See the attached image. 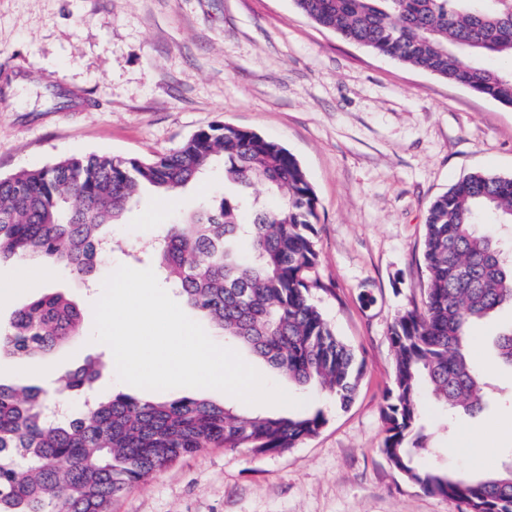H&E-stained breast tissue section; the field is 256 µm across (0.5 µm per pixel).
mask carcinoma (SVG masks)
<instances>
[{
	"label": "carcinoma",
	"instance_id": "obj_1",
	"mask_svg": "<svg viewBox=\"0 0 512 512\" xmlns=\"http://www.w3.org/2000/svg\"><path fill=\"white\" fill-rule=\"evenodd\" d=\"M317 25L375 53L422 68L512 107V0H294ZM224 179L245 193L202 204L189 224H170L153 246L160 268L186 305L224 339L264 360L284 379L317 388L342 407L362 366L311 299L325 288L312 272L317 202L297 159L281 144L215 124L149 160L100 155L60 159L0 177V261L32 254L51 269L88 277L105 254L103 227L118 222L142 187L168 192L200 177L217 157ZM260 184L275 208L246 193ZM252 220L242 224L240 209ZM491 227L479 230L481 219ZM512 224V177L473 173L431 204L422 258L428 273L422 308L390 329L394 386L383 409V452L424 492L463 503L468 512H512V464L480 478L423 465L422 389L453 412L475 416L488 401L470 362L475 324L512 305V253L495 228ZM82 316L58 292L19 307L0 335V355L42 357L77 335ZM512 367V328L495 340ZM87 360L70 373L68 397L98 379ZM37 386L0 383V512H108L113 498L180 457L211 444L281 453L315 435L322 412L259 417L207 399L144 401L129 396L84 404L50 420Z\"/></svg>",
	"mask_w": 512,
	"mask_h": 512
}]
</instances>
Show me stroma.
Returning <instances> with one entry per match:
<instances>
[{"label": "stroma", "instance_id": "stroma-1", "mask_svg": "<svg viewBox=\"0 0 512 512\" xmlns=\"http://www.w3.org/2000/svg\"><path fill=\"white\" fill-rule=\"evenodd\" d=\"M24 82L0 94V176L73 155L150 159L215 123L285 146L318 201L312 292L362 375L348 407L315 389H284L303 408L219 402L250 415L323 412L314 436L286 452L209 447L180 458L113 500L110 512H465L407 481L382 451L385 396L394 381L390 326L421 306L431 202L479 170L512 177V109L426 71L344 41L293 0H0V65ZM216 161L169 197L142 191L107 229L114 247L93 279L26 261L27 283L0 300V329L13 312L55 290L79 307L84 330L20 367L0 358V382L55 392L86 358L105 369L96 398L175 401L199 390L146 392L117 383L112 352L93 339V304L118 266L152 267L137 243L183 224L202 202L235 194ZM512 325L504 307L476 330L474 364L491 403L479 417L428 404L420 423L425 463L478 477L512 463V369L495 365L490 340Z\"/></svg>", "mask_w": 512, "mask_h": 512}]
</instances>
